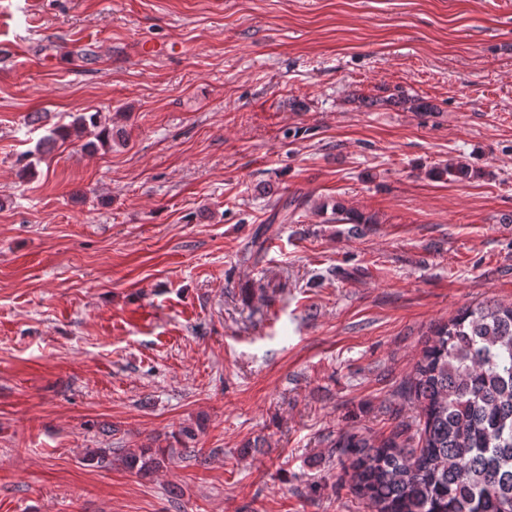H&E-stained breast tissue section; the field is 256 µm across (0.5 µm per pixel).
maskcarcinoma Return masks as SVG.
Wrapping results in <instances>:
<instances>
[{
	"label": "carcinoma",
	"mask_w": 512,
	"mask_h": 512,
	"mask_svg": "<svg viewBox=\"0 0 512 512\" xmlns=\"http://www.w3.org/2000/svg\"><path fill=\"white\" fill-rule=\"evenodd\" d=\"M94 148L112 140L101 113L82 112L56 127L53 141L87 131ZM435 177L469 179L465 164L432 170ZM420 408L417 446L341 434L352 493L373 512H512V304L482 303L436 325L409 382ZM142 472L160 467L165 450L123 455Z\"/></svg>",
	"instance_id": "obj_1"
}]
</instances>
